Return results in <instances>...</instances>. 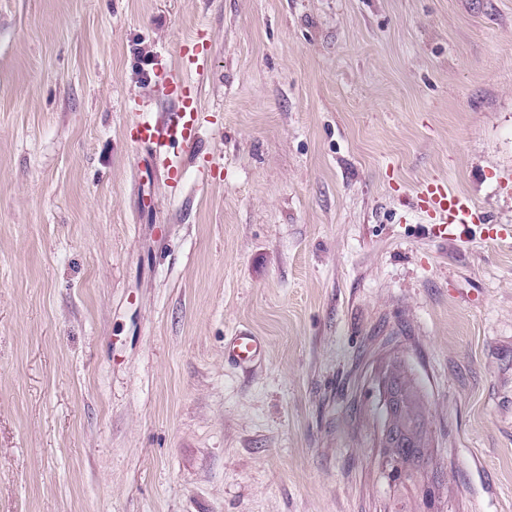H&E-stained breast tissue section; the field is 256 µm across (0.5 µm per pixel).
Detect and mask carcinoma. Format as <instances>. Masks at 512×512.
<instances>
[{
  "label": "carcinoma",
  "mask_w": 512,
  "mask_h": 512,
  "mask_svg": "<svg viewBox=\"0 0 512 512\" xmlns=\"http://www.w3.org/2000/svg\"><path fill=\"white\" fill-rule=\"evenodd\" d=\"M389 374L400 393L395 428L402 440L380 444L381 474L392 493L388 512H454L428 478L429 436L413 380L399 364Z\"/></svg>",
  "instance_id": "cac0c4a2"
}]
</instances>
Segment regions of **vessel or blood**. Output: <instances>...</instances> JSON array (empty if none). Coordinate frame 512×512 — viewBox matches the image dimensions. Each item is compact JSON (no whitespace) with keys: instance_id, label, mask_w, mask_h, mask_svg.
Listing matches in <instances>:
<instances>
[{"instance_id":"1","label":"vessel or blood","mask_w":512,"mask_h":512,"mask_svg":"<svg viewBox=\"0 0 512 512\" xmlns=\"http://www.w3.org/2000/svg\"><path fill=\"white\" fill-rule=\"evenodd\" d=\"M180 56L181 73L164 74L156 87L157 95L169 102V109L141 113L135 125L136 142L150 149L155 168L174 189L181 184L184 160L197 149L207 121L189 78L190 73L204 69L207 59L192 39L181 45ZM414 199L417 211L440 240H467L472 227L483 221L470 199L451 191L439 179L419 184ZM262 352L261 338L248 332L238 333L224 344L225 355L238 364L254 361Z\"/></svg>"}]
</instances>
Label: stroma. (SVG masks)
Segmentation results:
<instances>
[{"instance_id": "obj_1", "label": "stroma", "mask_w": 512, "mask_h": 512, "mask_svg": "<svg viewBox=\"0 0 512 512\" xmlns=\"http://www.w3.org/2000/svg\"><path fill=\"white\" fill-rule=\"evenodd\" d=\"M196 36L175 190L133 124ZM392 355L456 512H512V0H0V512H384ZM414 199L416 210L426 217L437 239L466 241L472 226L483 224L484 219L471 200L451 191L444 180L419 184ZM263 342L259 336L249 332H239L224 343V355L237 364L254 361L263 352Z\"/></svg>"}]
</instances>
